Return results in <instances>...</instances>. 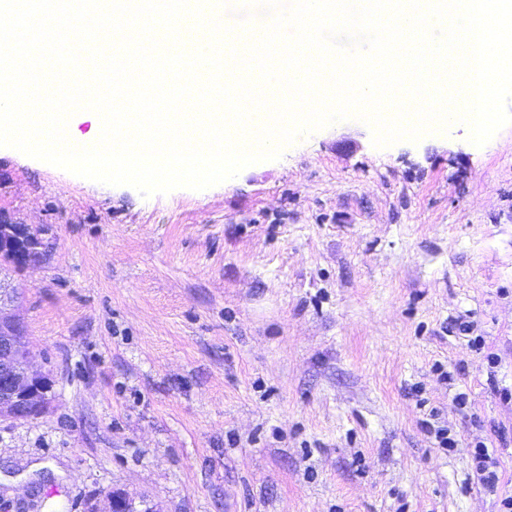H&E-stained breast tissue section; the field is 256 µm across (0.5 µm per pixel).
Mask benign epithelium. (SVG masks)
I'll use <instances>...</instances> for the list:
<instances>
[{
    "label": "benign epithelium",
    "instance_id": "benign-epithelium-1",
    "mask_svg": "<svg viewBox=\"0 0 512 512\" xmlns=\"http://www.w3.org/2000/svg\"><path fill=\"white\" fill-rule=\"evenodd\" d=\"M42 239L28 234L6 219L0 221V254L8 251L14 265L25 269L39 262ZM17 296L0 281V418L27 419L44 413L52 398L47 374L34 367L28 348L26 326L14 311ZM95 512H160L145 499L137 500L119 490L95 504Z\"/></svg>",
    "mask_w": 512,
    "mask_h": 512
}]
</instances>
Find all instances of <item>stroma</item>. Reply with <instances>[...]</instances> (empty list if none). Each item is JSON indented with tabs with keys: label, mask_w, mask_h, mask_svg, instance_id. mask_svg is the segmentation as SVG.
<instances>
[{
	"label": "stroma",
	"mask_w": 512,
	"mask_h": 512,
	"mask_svg": "<svg viewBox=\"0 0 512 512\" xmlns=\"http://www.w3.org/2000/svg\"><path fill=\"white\" fill-rule=\"evenodd\" d=\"M0 215L45 244L0 278L54 394L0 420V512L116 489L161 512L512 495V124L479 149L459 129L379 148L350 119L148 197L0 147Z\"/></svg>",
	"instance_id": "1"
}]
</instances>
